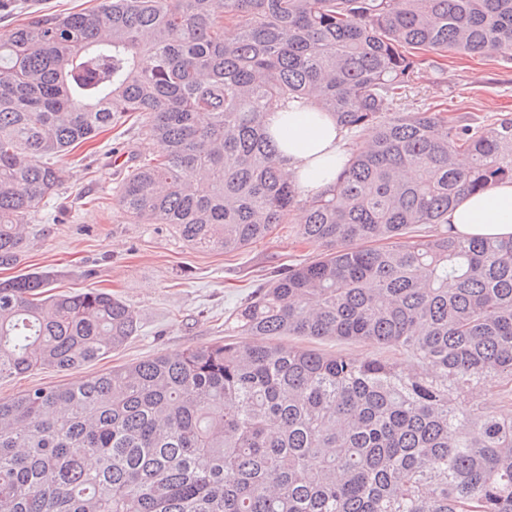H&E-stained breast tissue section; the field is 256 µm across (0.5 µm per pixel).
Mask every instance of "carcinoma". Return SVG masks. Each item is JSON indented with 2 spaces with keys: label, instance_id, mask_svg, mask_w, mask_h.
<instances>
[{
  "label": "carcinoma",
  "instance_id": "obj_1",
  "mask_svg": "<svg viewBox=\"0 0 512 512\" xmlns=\"http://www.w3.org/2000/svg\"><path fill=\"white\" fill-rule=\"evenodd\" d=\"M450 49L511 58L512 0H99L0 36V267L62 185L51 159L136 112L158 151L122 184L131 217L232 253L298 213L321 249L229 315L233 339L0 399V512H512V237L444 227L512 180V118L392 111L417 51ZM294 101L367 143L315 196L265 123ZM138 331L109 292L0 282V380ZM486 384L496 402L469 398ZM276 342L292 343L304 347H314L326 353H347L358 358L377 357V358H391L401 360L402 363L405 359L391 348L381 345L358 343L351 341H339L335 339L330 340H312L307 338H299L295 336L277 338Z\"/></svg>",
  "mask_w": 512,
  "mask_h": 512
}]
</instances>
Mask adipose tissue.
<instances>
[{
	"label": "adipose tissue",
	"instance_id": "obj_1",
	"mask_svg": "<svg viewBox=\"0 0 512 512\" xmlns=\"http://www.w3.org/2000/svg\"><path fill=\"white\" fill-rule=\"evenodd\" d=\"M266 124L285 172L303 194L325 192L335 183L348 150L330 115L295 102L270 113ZM448 230L461 237L512 236V181L461 195L448 212Z\"/></svg>",
	"mask_w": 512,
	"mask_h": 512
}]
</instances>
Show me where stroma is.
I'll return each instance as SVG.
<instances>
[{
    "label": "stroma",
    "mask_w": 512,
    "mask_h": 512,
    "mask_svg": "<svg viewBox=\"0 0 512 512\" xmlns=\"http://www.w3.org/2000/svg\"><path fill=\"white\" fill-rule=\"evenodd\" d=\"M395 111L443 110L481 123L512 118V60L448 51L425 56ZM156 146L137 121L101 132L57 156L65 180L57 196L32 217L19 263L0 268V280L22 273L48 275L57 290L105 288L135 311L139 332L119 351L74 372L41 369L0 381V398L152 358L176 355L228 334V315L259 280L317 258L293 223L234 253L204 251L181 240L167 224H141L118 203L131 170Z\"/></svg>",
    "instance_id": "stroma-1"
}]
</instances>
